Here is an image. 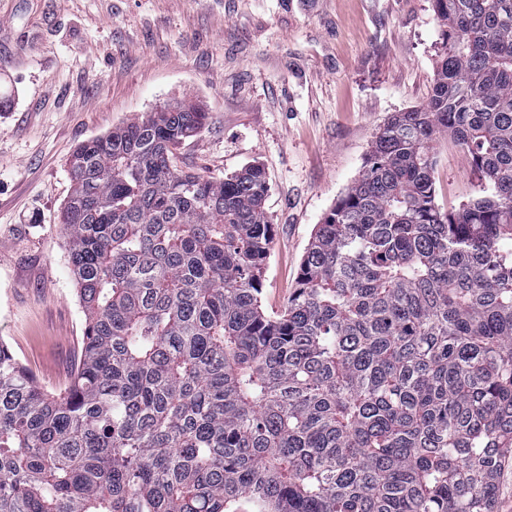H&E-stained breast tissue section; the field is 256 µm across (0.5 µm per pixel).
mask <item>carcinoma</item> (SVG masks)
Listing matches in <instances>:
<instances>
[{
    "label": "carcinoma",
    "instance_id": "carcinoma-1",
    "mask_svg": "<svg viewBox=\"0 0 512 512\" xmlns=\"http://www.w3.org/2000/svg\"><path fill=\"white\" fill-rule=\"evenodd\" d=\"M427 100L390 116L261 308L268 180L173 158V99L80 143L61 212L85 315L54 395L0 344V512H494L512 461V0H432ZM446 134L490 193L436 202Z\"/></svg>",
    "mask_w": 512,
    "mask_h": 512
}]
</instances>
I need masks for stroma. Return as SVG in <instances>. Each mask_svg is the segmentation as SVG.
Here are the masks:
<instances>
[{"label":"stroma","instance_id":"1","mask_svg":"<svg viewBox=\"0 0 512 512\" xmlns=\"http://www.w3.org/2000/svg\"><path fill=\"white\" fill-rule=\"evenodd\" d=\"M440 52L432 0H0V342L64 390L85 327L60 223L67 160L182 97L207 122L179 169L266 170L260 301L281 313L316 224L387 119L427 100ZM483 186L440 136L437 204L460 208Z\"/></svg>","mask_w":512,"mask_h":512}]
</instances>
